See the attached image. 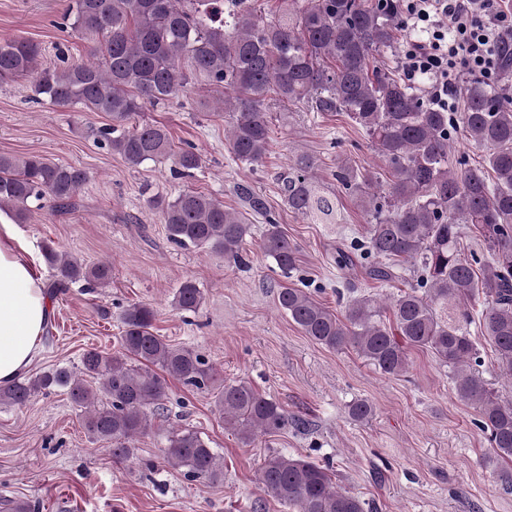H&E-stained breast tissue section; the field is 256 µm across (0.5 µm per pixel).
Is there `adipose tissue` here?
Returning <instances> with one entry per match:
<instances>
[{
    "mask_svg": "<svg viewBox=\"0 0 512 512\" xmlns=\"http://www.w3.org/2000/svg\"><path fill=\"white\" fill-rule=\"evenodd\" d=\"M49 315L14 226L0 217V385L17 379L36 360Z\"/></svg>",
    "mask_w": 512,
    "mask_h": 512,
    "instance_id": "obj_1",
    "label": "adipose tissue"
}]
</instances>
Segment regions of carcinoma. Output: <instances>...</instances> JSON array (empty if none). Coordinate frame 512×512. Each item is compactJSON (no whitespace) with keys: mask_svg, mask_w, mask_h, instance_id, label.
Masks as SVG:
<instances>
[{"mask_svg":"<svg viewBox=\"0 0 512 512\" xmlns=\"http://www.w3.org/2000/svg\"><path fill=\"white\" fill-rule=\"evenodd\" d=\"M65 19L72 33L97 36L88 59L41 69L39 44L23 37L0 39V83L32 79L34 92L50 105L105 112L111 123H87L86 133L131 168L168 159L178 173L201 168L192 149H173L163 125L139 122L150 106L179 96L188 84L180 61L210 84L224 88L227 150L257 167L270 143V102L311 106L324 114L342 112L359 127L385 163L389 178L346 161L336 166L337 188L354 196L370 218L367 240L337 252L336 265L362 267L368 278L389 283L397 269L417 267L416 284L391 304L371 295L351 296L338 315L305 288L286 284L279 307L301 332L332 350L351 347L385 376L407 372L409 351L425 349L448 366L456 394L479 412L478 424L494 455L512 464V400L490 387L467 326L478 321L490 340L500 375L512 381V97L479 79L463 88L464 104L450 114L425 102L391 70L374 64L395 44L404 24L399 0H289L270 22L255 16L248 0H72ZM482 150L481 161L449 157L455 134ZM317 161L300 153L278 175L288 210L317 224L338 219L336 188L317 183ZM87 182L86 171L39 155H0V211L21 224L32 209L49 203L63 210ZM236 193L254 214L265 216L261 249L288 279L297 269L299 248L270 217L265 200L239 184ZM170 242L181 248L224 253L246 262L250 225L217 198L183 191L172 199L152 197ZM473 226L485 253L462 256L460 225ZM55 270L51 297L77 282L105 288L111 271L104 263H82L51 246L44 249ZM482 298L480 309L472 300ZM203 294L182 282L174 305L193 311ZM114 353L90 350L79 372L60 367L36 377L0 385V402L24 405L38 393L63 390L85 415L92 439L109 444L112 459L130 457L135 442L164 417L168 380L204 390L217 373L193 349L169 343L155 328L146 303L127 305ZM215 408L245 443L288 427L305 425L272 398L244 382L226 383ZM350 418L372 417L373 407L357 399ZM162 460L190 478L217 482L223 459L200 433L170 431ZM263 491L291 512H366V502L337 484L331 469L282 453L261 468ZM22 499H1L0 512H38Z\"/></svg>","mask_w":512,"mask_h":512,"instance_id":"cac0c4a2","label":"carcinoma"}]
</instances>
